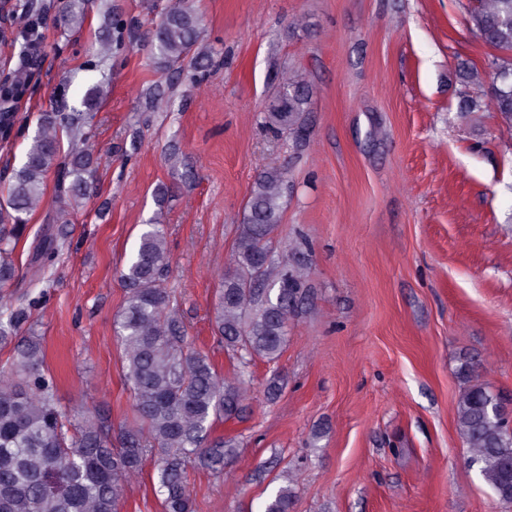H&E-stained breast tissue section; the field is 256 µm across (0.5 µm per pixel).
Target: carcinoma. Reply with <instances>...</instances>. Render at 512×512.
I'll return each mask as SVG.
<instances>
[{
    "label": "carcinoma",
    "mask_w": 512,
    "mask_h": 512,
    "mask_svg": "<svg viewBox=\"0 0 512 512\" xmlns=\"http://www.w3.org/2000/svg\"><path fill=\"white\" fill-rule=\"evenodd\" d=\"M87 0H63L61 25L83 26ZM470 21L483 42L496 51L487 66L463 67L467 83L484 84L491 71L492 111L512 129V0H478ZM155 47L174 67L190 60L203 67L212 48L201 37V19L183 0H176L157 24ZM313 87L295 71L288 72V112H270L266 123L276 132L300 141L306 127ZM101 85L84 91L78 112H43L20 165L7 185L8 210L0 211V288L19 280L12 254L45 194L51 170L59 176V201L84 198L96 179L92 155L78 150L59 159L58 132L87 140ZM287 174L266 168L248 199L215 307V332L224 350L237 359L233 376L222 377L209 357L191 346L189 336L164 287L169 256L166 232L150 224L120 281L127 298L113 328L126 362V381L138 422L112 426L104 408L69 415L61 410L56 384L41 369L39 339L16 343L30 319L24 303L0 299V348L13 354L0 367V512H118L124 480L139 473L143 462H156L157 489L164 512H194L187 469L190 463L224 472L238 441L211 437L212 421H229L243 412L256 357L277 360L287 341L288 319L306 288V267L273 255V240L282 219ZM62 242L41 239L30 260L28 282H41L53 268ZM495 395L478 384L459 395L457 425L469 460L493 494L503 502V484L512 486V433L487 414ZM294 494L281 486L265 512H291Z\"/></svg>",
    "instance_id": "1"
}]
</instances>
